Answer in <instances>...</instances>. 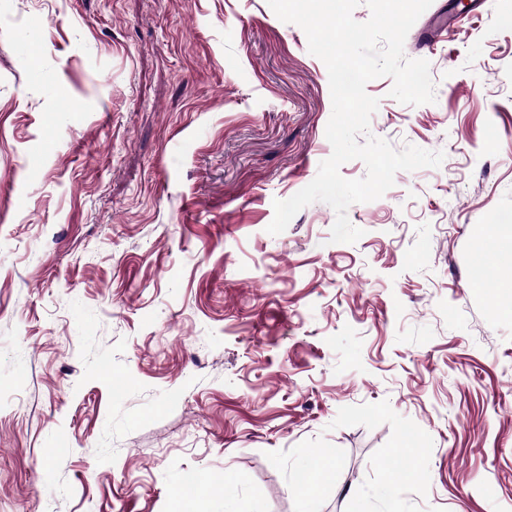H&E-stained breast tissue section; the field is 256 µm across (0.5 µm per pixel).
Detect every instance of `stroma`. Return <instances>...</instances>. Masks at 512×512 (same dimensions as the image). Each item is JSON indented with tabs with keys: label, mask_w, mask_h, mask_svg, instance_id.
Wrapping results in <instances>:
<instances>
[{
	"label": "stroma",
	"mask_w": 512,
	"mask_h": 512,
	"mask_svg": "<svg viewBox=\"0 0 512 512\" xmlns=\"http://www.w3.org/2000/svg\"><path fill=\"white\" fill-rule=\"evenodd\" d=\"M443 152L270 235L332 153L267 0H0V512H512V0H433ZM330 457L302 499L300 476Z\"/></svg>",
	"instance_id": "stroma-1"
}]
</instances>
